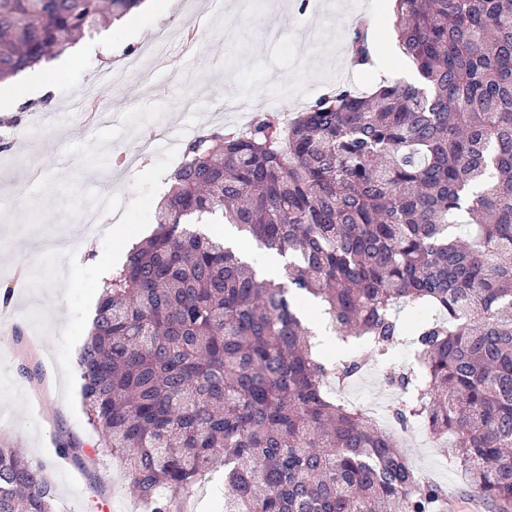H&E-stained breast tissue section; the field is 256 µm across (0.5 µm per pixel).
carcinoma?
<instances>
[{
  "instance_id": "1",
  "label": "carcinoma",
  "mask_w": 512,
  "mask_h": 512,
  "mask_svg": "<svg viewBox=\"0 0 512 512\" xmlns=\"http://www.w3.org/2000/svg\"><path fill=\"white\" fill-rule=\"evenodd\" d=\"M141 0H0V81ZM413 83L318 98L288 128L202 132L168 178L158 230L100 294L79 356L99 445L149 512L224 467V512H442L365 412L335 397L301 299L383 356L424 313L393 409L492 500H512V0H395ZM373 64L368 33L348 36ZM466 211L462 240L453 217ZM230 224L284 258L271 273L193 225ZM46 467L0 438V512H56Z\"/></svg>"
}]
</instances>
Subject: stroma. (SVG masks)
Listing matches in <instances>:
<instances>
[{
	"mask_svg": "<svg viewBox=\"0 0 512 512\" xmlns=\"http://www.w3.org/2000/svg\"><path fill=\"white\" fill-rule=\"evenodd\" d=\"M345 13L329 12L321 35L332 40L342 29L343 16L365 27L375 51L376 64L358 68L328 65L325 57L307 52L306 30L313 19L299 15L295 5L282 0H223L209 6L210 34L193 51H173L172 64L186 80L171 84L157 74V89L144 93L134 79L113 91L109 105L121 113L120 123L93 128L71 109L73 99L94 97L101 90V64L90 54L62 72L47 104L39 106L41 136L20 150L13 140L0 139V156L11 157L0 165V286L12 285L13 269L39 249L44 240L66 237L89 242V261L73 264L57 256L48 259L35 288L11 292L9 311L13 322L0 343V436L13 440L31 460L46 464L57 488L59 512H99L111 503L113 512H142L139 499L122 476L119 459L97 452L98 434L88 421L78 371L79 355L86 342L89 323L96 313L100 288V264L125 253L131 238H146L155 229L154 209L167 187L161 176L170 174L173 151L157 148L138 167L124 175L123 192L115 202L123 212L121 226L106 224L87 230L84 224L67 220L71 210L93 204L102 192L103 177L114 168V155L132 152L142 129L161 123L170 137L184 138L186 129L223 127L216 107L225 96H249L256 84L267 87L271 120L282 115L276 106L283 85L319 97L327 83L344 79L362 89L380 80L407 81L413 76L411 62L396 54L390 38L393 19L387 0H344ZM180 0H171L162 14L145 13L131 24L110 22L102 30L114 51L108 65L118 66L129 55L141 54L154 33L172 34L180 17ZM287 11L294 24L283 27L281 38L267 44L263 30L250 26L254 15ZM333 364L355 360L361 365L349 390L356 403L380 398L398 405L410 397L409 390L376 377L377 358L364 343L341 342L331 336L322 348ZM70 441L83 449L86 469L62 458L57 448ZM417 470L448 488L445 512H512L505 505L475 493L466 478L448 460L447 449L430 444L407 449Z\"/></svg>",
	"mask_w": 512,
	"mask_h": 512,
	"instance_id": "stroma-1",
	"label": "stroma"
}]
</instances>
